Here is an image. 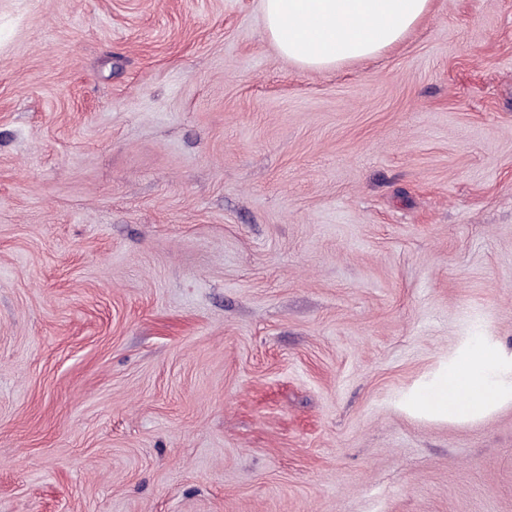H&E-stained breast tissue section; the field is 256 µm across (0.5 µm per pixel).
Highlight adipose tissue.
<instances>
[{"label": "adipose tissue", "instance_id": "ef3b65f1", "mask_svg": "<svg viewBox=\"0 0 512 512\" xmlns=\"http://www.w3.org/2000/svg\"><path fill=\"white\" fill-rule=\"evenodd\" d=\"M430 0H263L265 32L280 53L308 69L372 57L400 41ZM512 403V350L475 340L404 398L433 420L467 423Z\"/></svg>", "mask_w": 512, "mask_h": 512}]
</instances>
